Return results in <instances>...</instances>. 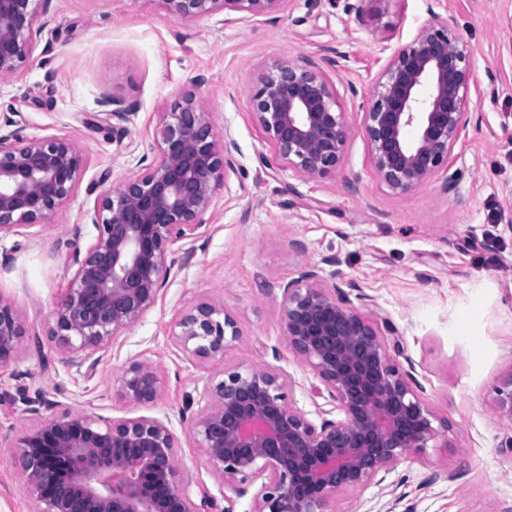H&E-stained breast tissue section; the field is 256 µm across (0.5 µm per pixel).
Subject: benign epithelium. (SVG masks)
Returning <instances> with one entry per match:
<instances>
[{"label": "benign epithelium", "mask_w": 512, "mask_h": 512, "mask_svg": "<svg viewBox=\"0 0 512 512\" xmlns=\"http://www.w3.org/2000/svg\"><path fill=\"white\" fill-rule=\"evenodd\" d=\"M34 0H0V80L31 55L37 36ZM182 19L218 9L226 24L278 10L286 0H161ZM431 0L429 20L394 49L360 105L363 133L378 178L397 194L411 191L449 164L470 122L476 88L472 49ZM104 112L130 121L137 106L110 95ZM250 110L275 159L306 180L336 174L348 125L326 73L312 63L280 61L264 69ZM14 121L0 131V235L46 223L74 193L83 155L62 138L25 141ZM414 136H407L409 129ZM154 162L117 189L99 195L91 215L97 236L75 250L76 269L58 298L50 336L65 361L93 354L138 322L157 301L172 245L189 239L205 215L239 147L230 131L217 141L201 101L186 93L156 132ZM324 285L320 269L300 267L283 286L284 336L322 380L341 413L315 424L287 401L273 369L225 370L208 389L209 405L193 432L210 471L242 497L257 480L255 512H332L336 492L388 473L410 452L436 441L435 416L415 387L413 363L401 369L386 353L370 298L358 285ZM173 338L192 356L208 359L240 338L234 321L208 302L192 305ZM25 327L0 298V367L18 352ZM159 372L148 360L131 363L118 395L135 404L157 397ZM500 415L512 419V371L495 387ZM179 442L155 417L115 418L101 424L70 410L28 430L12 448L40 512H208V495L195 502L178 468Z\"/></svg>", "instance_id": "benign-epithelium-1"}]
</instances>
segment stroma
Here are the masks:
<instances>
[{
	"instance_id": "35a3bbf8",
	"label": "stroma",
	"mask_w": 512,
	"mask_h": 512,
	"mask_svg": "<svg viewBox=\"0 0 512 512\" xmlns=\"http://www.w3.org/2000/svg\"><path fill=\"white\" fill-rule=\"evenodd\" d=\"M428 4L364 0L355 16L329 0H286L278 12L228 25L223 11L184 20L161 0H51L32 55L0 81V110L11 112L24 140H72L85 165L48 223L0 237V297L26 329L15 359L0 368V512H39L12 449L63 409L168 421L192 496L255 512L253 496H236L209 470L191 418L223 371L268 366L306 418H325L331 405L321 380L284 337L282 287L301 265L330 255L372 299L393 363L414 362L448 441L408 454L383 483L338 492L336 512H512V420L494 404L498 378L512 370V0L441 2L472 48L478 83L450 174L392 193L371 165L359 102L347 90L352 83L370 93L386 62L380 47L408 43L427 23ZM334 48L348 54L347 70L327 66ZM283 60L325 68L336 88L349 137L335 176L303 180L282 167L250 113L259 71ZM189 91L216 136L236 139L237 166L195 238L169 251L155 306L108 344L95 370L63 363L49 332L74 274L73 251L97 234L90 217L100 193L132 175L139 159L155 158L162 113ZM105 94L137 103L131 122L114 125L98 103ZM200 301L222 307L241 332L214 359L172 339L181 314ZM144 359L159 368L158 396L127 403L117 379Z\"/></svg>"
}]
</instances>
